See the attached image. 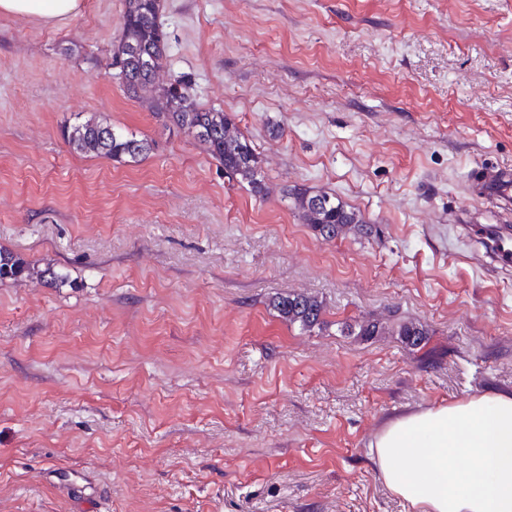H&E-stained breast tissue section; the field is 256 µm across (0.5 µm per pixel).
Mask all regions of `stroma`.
Returning <instances> with one entry per match:
<instances>
[{
    "instance_id": "35a3bbf8",
    "label": "stroma",
    "mask_w": 512,
    "mask_h": 512,
    "mask_svg": "<svg viewBox=\"0 0 512 512\" xmlns=\"http://www.w3.org/2000/svg\"><path fill=\"white\" fill-rule=\"evenodd\" d=\"M123 0L0 16V248L60 284L0 283V512H416L369 445L393 416L512 392V267L462 214L512 169V0H161L160 80L232 116L266 196L114 76ZM152 139L86 157L63 126ZM376 230L325 239L286 195ZM326 304L310 331L271 306ZM422 324L424 348L349 323ZM62 135L77 153L104 156L119 163H139L155 149L152 140L115 129L94 118L65 126ZM473 181L478 185V196L499 202L512 201V172L500 168H484Z\"/></svg>"
}]
</instances>
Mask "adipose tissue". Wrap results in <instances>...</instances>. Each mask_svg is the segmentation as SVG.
I'll list each match as a JSON object with an SVG mask.
<instances>
[{
	"instance_id": "adipose-tissue-1",
	"label": "adipose tissue",
	"mask_w": 512,
	"mask_h": 512,
	"mask_svg": "<svg viewBox=\"0 0 512 512\" xmlns=\"http://www.w3.org/2000/svg\"><path fill=\"white\" fill-rule=\"evenodd\" d=\"M83 7L84 0H0V14L45 24ZM372 448L386 487L420 512H512V393L392 417Z\"/></svg>"
}]
</instances>
